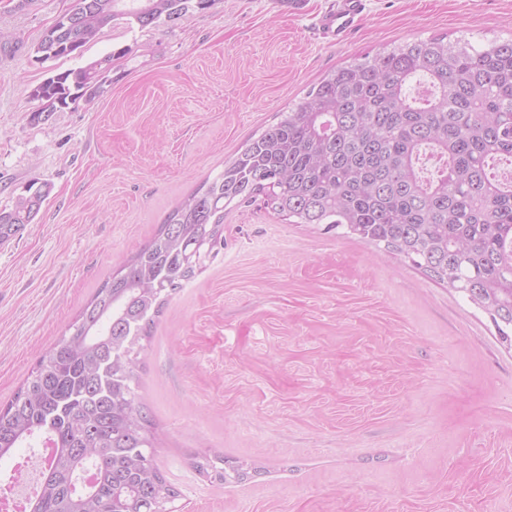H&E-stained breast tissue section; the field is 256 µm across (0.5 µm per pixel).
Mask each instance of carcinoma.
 Instances as JSON below:
<instances>
[{
	"instance_id": "carcinoma-1",
	"label": "carcinoma",
	"mask_w": 512,
	"mask_h": 512,
	"mask_svg": "<svg viewBox=\"0 0 512 512\" xmlns=\"http://www.w3.org/2000/svg\"><path fill=\"white\" fill-rule=\"evenodd\" d=\"M215 0H73V18L34 47L75 55L121 20L140 29ZM121 49L44 80L62 110ZM432 85L424 99L414 82ZM442 161L424 180L423 154ZM512 38L481 47L446 36L383 46L313 86L224 172L189 195L159 233L97 289L29 377L0 404V460L43 436L54 452L25 512H164L178 491L158 467L157 440L136 400L141 340L168 298L224 245V209L264 197L296 224H323L401 255L489 315L512 345ZM50 186L33 181L0 209V242L35 223ZM242 462L196 458L203 477L245 482Z\"/></svg>"
}]
</instances>
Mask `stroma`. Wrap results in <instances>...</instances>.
I'll use <instances>...</instances> for the list:
<instances>
[{"label":"stroma","mask_w":512,"mask_h":512,"mask_svg":"<svg viewBox=\"0 0 512 512\" xmlns=\"http://www.w3.org/2000/svg\"><path fill=\"white\" fill-rule=\"evenodd\" d=\"M73 0H0V207L51 192L0 243V404L169 213L331 70L379 47L512 37V0H369L341 42L331 0H216L173 23L105 27L37 61ZM112 82L35 123L31 89L116 50ZM139 400L178 512H512V346L407 259L262 201L224 211V247L172 294L145 344ZM256 464L243 483L193 466ZM195 470L206 479L214 478L220 481L243 483L248 481L240 475L241 461H230L219 454L205 453L196 458Z\"/></svg>","instance_id":"obj_1"}]
</instances>
